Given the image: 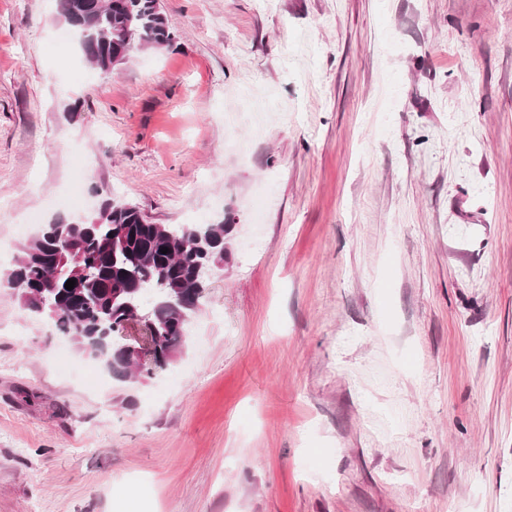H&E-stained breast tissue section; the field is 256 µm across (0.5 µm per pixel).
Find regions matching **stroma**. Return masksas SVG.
<instances>
[{
	"label": "stroma",
	"mask_w": 512,
	"mask_h": 512,
	"mask_svg": "<svg viewBox=\"0 0 512 512\" xmlns=\"http://www.w3.org/2000/svg\"><path fill=\"white\" fill-rule=\"evenodd\" d=\"M93 70L0 0V276L109 198L230 221L120 380L0 288V512H512V0H160Z\"/></svg>",
	"instance_id": "1"
}]
</instances>
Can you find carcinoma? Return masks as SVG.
<instances>
[{"instance_id": "obj_1", "label": "carcinoma", "mask_w": 512, "mask_h": 512, "mask_svg": "<svg viewBox=\"0 0 512 512\" xmlns=\"http://www.w3.org/2000/svg\"><path fill=\"white\" fill-rule=\"evenodd\" d=\"M60 16L82 56L99 73L112 74L138 49L166 50L175 32L159 0H59ZM231 225L152 224L130 203L106 200L92 217L73 224L63 218L44 225L23 247L0 281L18 291L21 307L41 312L53 289L52 326L87 351L89 337L149 308L148 329L157 349L154 365L166 367L178 353L188 318L198 309L206 272L224 265V240ZM168 253H161L162 248ZM66 258L79 287H54L53 258ZM89 352V351H87ZM113 375L133 374L114 347L89 352Z\"/></svg>"}]
</instances>
